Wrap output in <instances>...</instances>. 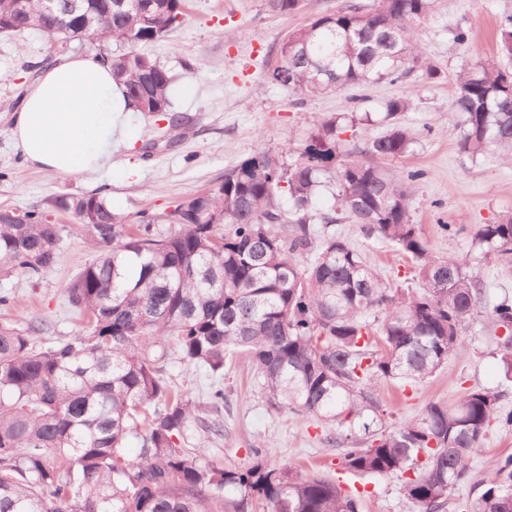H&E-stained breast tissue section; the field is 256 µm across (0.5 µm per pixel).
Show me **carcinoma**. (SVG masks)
Segmentation results:
<instances>
[{
  "mask_svg": "<svg viewBox=\"0 0 512 512\" xmlns=\"http://www.w3.org/2000/svg\"><path fill=\"white\" fill-rule=\"evenodd\" d=\"M263 7L288 16L305 0ZM432 8L378 0L372 11L350 2L319 12L281 38L264 77L301 99L404 81L422 65L435 78L414 28ZM184 12L185 0H78L75 13L51 16L41 0H0V33L39 29L65 45L89 18L95 40L125 47L106 60L127 108L173 128L183 120L171 113L174 76L138 46L164 37ZM496 48L500 62L468 59L456 71L449 111L461 153L512 163V69L503 65L512 61V14L501 16ZM409 105L387 101L386 131L358 159L331 117L290 164L260 148L216 188L132 224L98 192L55 197L52 208L79 220L97 258L67 288L83 318L78 335L42 343L29 327L0 324V512H361L365 493L324 473L285 475L262 460L224 468L184 448L193 401L162 375L170 343L181 361L221 379L247 355L268 407L335 429L346 473L400 475L419 512H443L488 429L511 428L512 411L478 387L391 424L379 391L415 388L466 354L460 331L484 314L502 330L512 381V301H490L468 259L433 255L411 212L419 174L379 165L415 142L398 121ZM323 190L334 199L327 212L316 208ZM0 213V275L39 281L59 261L62 227L45 210ZM347 220L392 244L421 291L390 287L343 238L317 237L315 224ZM471 247L511 267L512 214L478 225ZM131 435L140 448L128 457ZM227 487L237 499L222 501ZM462 512H512V455L489 462Z\"/></svg>",
  "mask_w": 512,
  "mask_h": 512,
  "instance_id": "obj_1",
  "label": "carcinoma"
}]
</instances>
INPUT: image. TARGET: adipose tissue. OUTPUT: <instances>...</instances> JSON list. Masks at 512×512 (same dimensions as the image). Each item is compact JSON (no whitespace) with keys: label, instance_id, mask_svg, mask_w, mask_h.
I'll return each mask as SVG.
<instances>
[{"label":"adipose tissue","instance_id":"adipose-tissue-1","mask_svg":"<svg viewBox=\"0 0 512 512\" xmlns=\"http://www.w3.org/2000/svg\"><path fill=\"white\" fill-rule=\"evenodd\" d=\"M125 110L108 65L75 57L49 67L13 115L12 138L32 164L57 175L109 164Z\"/></svg>","mask_w":512,"mask_h":512}]
</instances>
